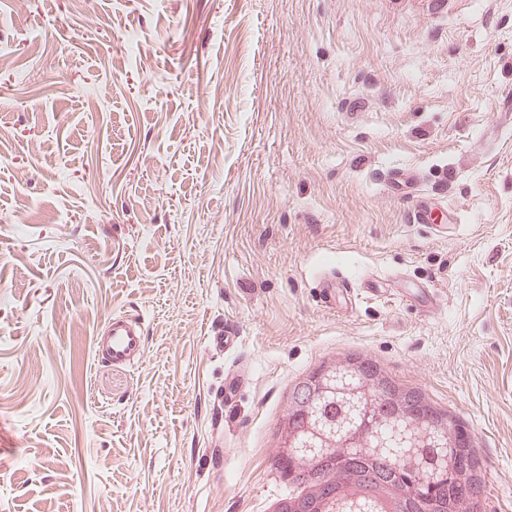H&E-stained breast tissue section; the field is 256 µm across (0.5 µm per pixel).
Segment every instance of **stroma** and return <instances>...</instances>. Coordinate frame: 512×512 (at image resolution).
<instances>
[{
  "instance_id": "35a3bbf8",
  "label": "stroma",
  "mask_w": 512,
  "mask_h": 512,
  "mask_svg": "<svg viewBox=\"0 0 512 512\" xmlns=\"http://www.w3.org/2000/svg\"><path fill=\"white\" fill-rule=\"evenodd\" d=\"M444 2L0 0V512H268L338 351L451 409L512 512V0ZM123 313L140 359L96 361Z\"/></svg>"
}]
</instances>
